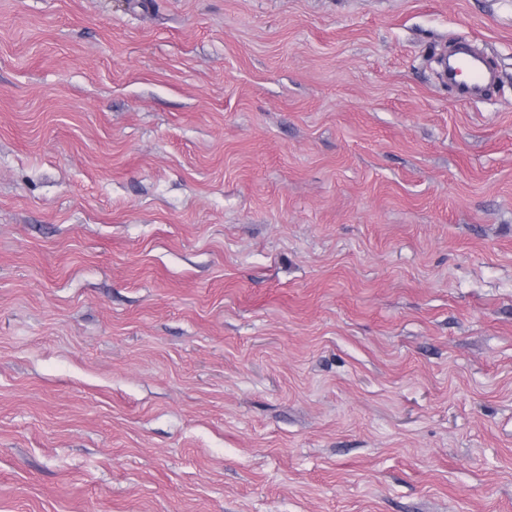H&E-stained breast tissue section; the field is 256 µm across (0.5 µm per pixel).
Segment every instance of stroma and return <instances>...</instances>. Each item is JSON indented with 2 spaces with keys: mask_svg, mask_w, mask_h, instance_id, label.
Wrapping results in <instances>:
<instances>
[{
  "mask_svg": "<svg viewBox=\"0 0 512 512\" xmlns=\"http://www.w3.org/2000/svg\"><path fill=\"white\" fill-rule=\"evenodd\" d=\"M0 512H512V0H0ZM453 67L469 74L468 82L461 87V95L464 98L477 97L482 92L486 82V76L482 69L468 55L458 56Z\"/></svg>",
  "mask_w": 512,
  "mask_h": 512,
  "instance_id": "35a3bbf8",
  "label": "stroma"
}]
</instances>
